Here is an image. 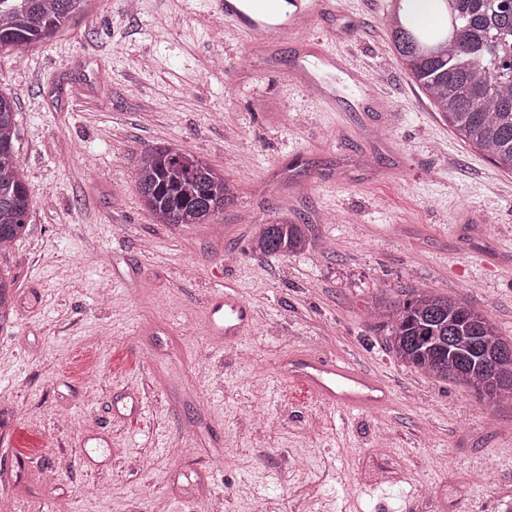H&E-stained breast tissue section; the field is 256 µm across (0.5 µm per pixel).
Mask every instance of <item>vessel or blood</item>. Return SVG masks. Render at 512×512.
<instances>
[{
	"label": "vessel or blood",
	"instance_id": "vessel-or-blood-1",
	"mask_svg": "<svg viewBox=\"0 0 512 512\" xmlns=\"http://www.w3.org/2000/svg\"><path fill=\"white\" fill-rule=\"evenodd\" d=\"M278 0H217L216 8L241 35L261 36L275 43H295L323 13L324 0H290L284 20L270 22ZM207 327L210 336L228 339L241 335L251 325L250 307L233 293L215 290L207 301ZM302 381L329 405L346 410L383 406L380 383L369 374L314 354L304 355Z\"/></svg>",
	"mask_w": 512,
	"mask_h": 512
}]
</instances>
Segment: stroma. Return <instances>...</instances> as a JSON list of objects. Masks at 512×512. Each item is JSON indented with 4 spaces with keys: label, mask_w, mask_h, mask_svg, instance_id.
<instances>
[{
    "label": "stroma",
    "mask_w": 512,
    "mask_h": 512,
    "mask_svg": "<svg viewBox=\"0 0 512 512\" xmlns=\"http://www.w3.org/2000/svg\"><path fill=\"white\" fill-rule=\"evenodd\" d=\"M127 2L83 0L49 41L0 51L31 187L28 228L0 249L15 512H500L512 403L405 367L374 311L431 291L512 341V173L395 61L387 0H335L308 33L382 89L362 101L335 74L332 111L292 80L294 46L215 44L214 0ZM158 146L223 172L215 224L151 219L136 171ZM283 215L311 246L251 252L257 221ZM217 287L253 312L224 346L204 330ZM307 352L378 378L388 406L328 407L296 377Z\"/></svg>",
    "instance_id": "obj_1"
}]
</instances>
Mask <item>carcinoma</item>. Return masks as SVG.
<instances>
[{
  "instance_id": "cac0c4a2",
  "label": "carcinoma",
  "mask_w": 512,
  "mask_h": 512,
  "mask_svg": "<svg viewBox=\"0 0 512 512\" xmlns=\"http://www.w3.org/2000/svg\"><path fill=\"white\" fill-rule=\"evenodd\" d=\"M81 0H0V50L19 54L66 27ZM452 21L428 31L402 0L388 10L396 59L448 126L500 169L512 171V0H438ZM15 100L0 92V249L27 229L31 188L15 148ZM136 178L158 224H203L224 209V174L199 156L158 147L143 153ZM268 255L310 246L307 225L286 216L265 221L252 239ZM12 280L0 274V329L10 321ZM395 357L434 378L463 382L492 403L512 401V359L488 316L431 292L383 303Z\"/></svg>"
}]
</instances>
